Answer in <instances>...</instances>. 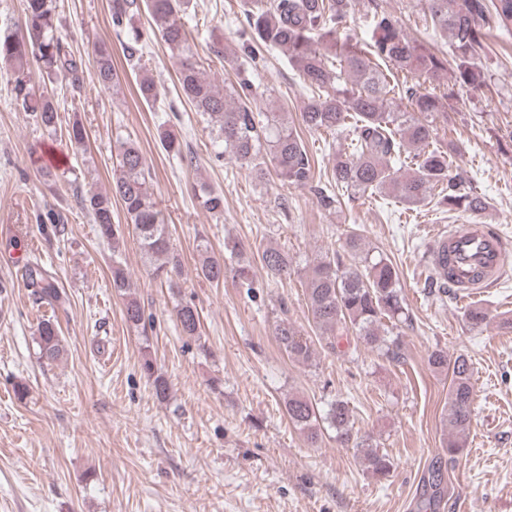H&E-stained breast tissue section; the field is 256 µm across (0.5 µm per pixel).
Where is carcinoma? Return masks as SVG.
Segmentation results:
<instances>
[{"label": "carcinoma", "mask_w": 512, "mask_h": 512, "mask_svg": "<svg viewBox=\"0 0 512 512\" xmlns=\"http://www.w3.org/2000/svg\"><path fill=\"white\" fill-rule=\"evenodd\" d=\"M423 26L449 37L451 54L418 43L403 32L397 15L378 7L377 0H364L370 18L371 37L361 48L338 37L346 24L354 0H245L244 15L248 37L235 58V83L219 89L201 70L195 44L181 22L190 0H110L113 29L125 34L122 50L133 68L142 72L138 94L148 104L157 102L160 92L143 62L141 33L135 18L147 11L161 41L177 62L182 95L201 113L215 142L225 154L247 167L258 179L274 168L282 180L297 188L312 186L314 159L297 129L280 112H263L257 103L268 88L254 82L252 74L261 67L264 53L280 49L306 91L300 118L311 131L343 134L349 139L348 150L333 156L331 176L316 189L318 201L326 210H339L359 197H371L389 190L407 205L446 204L474 214L483 212L488 203L472 184L457 172L454 163L461 154L458 142L440 144L438 123L448 122V100L465 93L483 91L491 75L482 64L487 46V28L494 25L512 30V0H420ZM24 28L0 37V63L13 70L15 100L48 131L56 128L58 108L50 94L30 83L28 72L36 65L51 84L61 83L72 90L81 88L83 61L76 57L69 43L56 34L55 7L52 0H23ZM453 71V89L443 91L448 71ZM416 75L434 82L432 91L422 93L408 84ZM96 77L108 88L118 82L112 55L104 47L96 51ZM167 152L181 156L193 166L194 156L182 155L176 136L168 130L160 135ZM149 168L140 148L122 142L117 148L112 189L78 197L80 208L88 212L102 240L118 244L125 229L113 223L112 196L122 201L141 251L160 261L156 272L166 276L170 287H178L182 262L170 242L167 225L150 191ZM200 205L214 214L224 212V194L208 190L198 196ZM343 250L355 262L347 264L339 252L315 264L305 280L307 308L317 330V341L303 336L288 319L276 323L280 345L294 361L307 364L315 354V345L332 352L355 333L365 344L387 346L386 354L399 357V325H411L401 294L398 273L384 254H369L361 234H348ZM198 274L219 284L227 274L240 287L253 292L256 280L250 261L237 259L231 270L224 260L208 255ZM260 262L268 276L287 280L294 274L288 252L273 246L261 250ZM23 276L39 299L58 300L55 280L33 259L24 267ZM126 322L138 328L144 324V309L135 298L124 304ZM181 332L198 335L200 317L196 306L176 307ZM40 358L54 362L62 351L58 328L50 318L37 324ZM432 368L448 374V414L451 431L448 462L456 461L463 451L462 438L471 423L473 399L471 359L465 354L448 358L443 350L429 356ZM142 370L153 381L155 394L167 396L168 383L155 374L152 360L142 363ZM291 422L303 433L307 444L321 443L320 420L336 432V441L353 440V422L346 403L337 400L322 415L316 404L303 395L292 394L286 400ZM355 447L363 449V464L373 477H386L393 463L389 456L362 440ZM444 471L431 469L425 491L417 503L419 512H433L441 498Z\"/></svg>", "instance_id": "carcinoma-1"}]
</instances>
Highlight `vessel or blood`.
I'll return each instance as SVG.
<instances>
[{
	"label": "vessel or blood",
	"instance_id": "obj_1",
	"mask_svg": "<svg viewBox=\"0 0 512 512\" xmlns=\"http://www.w3.org/2000/svg\"><path fill=\"white\" fill-rule=\"evenodd\" d=\"M432 260L438 274L463 297L496 282L512 263V245L488 225L456 224L437 238Z\"/></svg>",
	"mask_w": 512,
	"mask_h": 512
}]
</instances>
